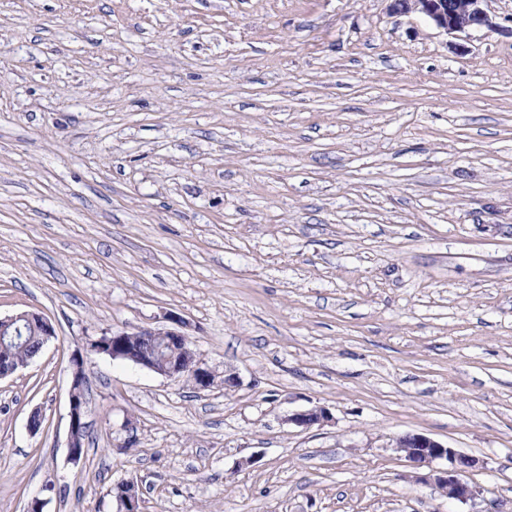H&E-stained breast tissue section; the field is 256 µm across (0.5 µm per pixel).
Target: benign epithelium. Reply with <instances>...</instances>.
Wrapping results in <instances>:
<instances>
[{
  "label": "benign epithelium",
  "instance_id": "benign-epithelium-1",
  "mask_svg": "<svg viewBox=\"0 0 512 512\" xmlns=\"http://www.w3.org/2000/svg\"><path fill=\"white\" fill-rule=\"evenodd\" d=\"M391 9L399 14H420L446 35H459L474 29L497 28L484 9L486 0H391ZM168 325L139 328L134 331L116 330L93 342L92 349L114 360L133 363L155 374L168 378H181L190 371L197 375L198 389L206 390L214 382L215 374L190 347L186 322L175 314L166 316ZM22 325L39 331L41 344L55 336L51 321L34 312H22L1 318L0 329L8 330ZM73 382L69 393V432L67 448L70 459L78 456L83 447L79 428L86 425L88 410L78 396L76 386L83 377L82 360L73 359ZM286 421L296 427L311 428L331 421L330 413L313 407L289 414ZM396 449L402 453L409 467L420 472L418 479L432 483L451 501L466 504L479 496L477 487L469 481L470 472L482 467L480 459L460 453L441 442L422 434L407 433L396 438ZM122 492L116 501L119 512H141L139 484L130 478L120 484Z\"/></svg>",
  "mask_w": 512,
  "mask_h": 512
}]
</instances>
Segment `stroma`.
I'll return each mask as SVG.
<instances>
[{"label": "stroma", "instance_id": "obj_1", "mask_svg": "<svg viewBox=\"0 0 512 512\" xmlns=\"http://www.w3.org/2000/svg\"><path fill=\"white\" fill-rule=\"evenodd\" d=\"M486 8L457 38L388 0H0V316L56 330L0 379V512H117L133 477L142 512H512V0ZM171 312L211 388L90 349ZM405 433L483 460L473 505ZM73 365H74V372H73V382L69 393V432H68V440H67V448L69 457L71 460H74L78 456L79 449L81 448L82 453L84 451V445H85V437H86V429L82 433V441L80 440L79 436V428L82 426H86V417L88 416V410L85 407L84 400L86 401L84 390H83V384L82 381L80 387L82 390V395L80 398L78 396V390L76 389V386L78 385L79 381L83 377L82 372V360L79 358L73 359ZM87 402V401H86ZM83 447V448H82ZM330 413L321 407H313L303 411L288 414L286 421L296 427L311 428L315 425L322 426L331 421Z\"/></svg>", "mask_w": 512, "mask_h": 512}]
</instances>
